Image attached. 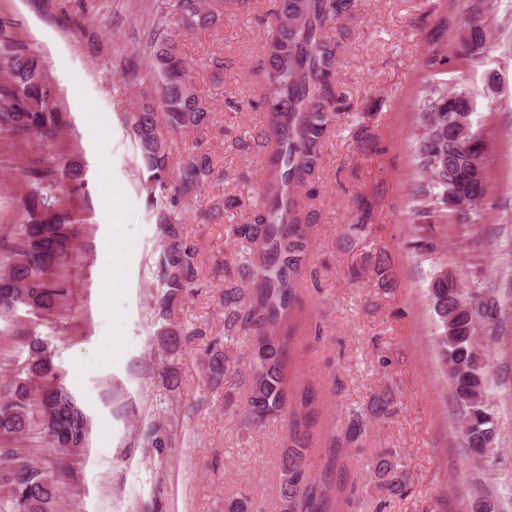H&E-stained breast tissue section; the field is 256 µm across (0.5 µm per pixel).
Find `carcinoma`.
Listing matches in <instances>:
<instances>
[{
  "label": "carcinoma",
  "mask_w": 512,
  "mask_h": 512,
  "mask_svg": "<svg viewBox=\"0 0 512 512\" xmlns=\"http://www.w3.org/2000/svg\"><path fill=\"white\" fill-rule=\"evenodd\" d=\"M237 3L215 0L207 6L205 0H177V7L182 23L194 28L214 23ZM351 8L352 0H277L262 45L268 110L266 177L253 201V223L229 230L231 253L253 288H224V338H252L246 423L262 426L288 417V448L281 463L282 512H335L322 477L306 471L309 436L301 430L299 413L290 410L288 371L290 321L300 309L298 289L309 252L305 226L311 214L306 200L316 198L308 192L303 199L298 189L315 183L328 128L338 115L339 42L332 30ZM470 30L472 36L462 38L458 55L469 63H482L490 52L487 35L476 19L471 20ZM148 49L153 96L128 113L126 125L148 173L142 188L158 209L163 237L157 259L156 336L163 352L176 354L187 335L176 317L177 303L196 280L197 252L184 238L180 220L169 212L165 199L201 188L212 169L209 157L194 151L172 167L173 144L161 129L200 131L208 126L210 113L163 29H158ZM419 109L422 130L415 152L425 180L417 190L414 216L423 217L430 207L441 204L451 208L457 222L478 223L487 204L486 144L473 128L469 91L428 84L421 92ZM63 125L49 96L41 59L18 46L0 44V131L15 137H47ZM82 175L80 163L73 159L60 171L25 170L32 190L18 199L24 222L12 244L0 252V281L10 283L9 293L0 295V318L11 319L24 308L47 320L66 303L69 288L57 271L74 254L78 229L64 208L61 179L75 183ZM430 294L438 315L435 342L447 368L467 448L482 456L486 449L480 444L492 441L494 421L487 408L488 379L475 331L481 321L499 323L501 308L483 304L482 314L470 317L466 308L473 297L446 272L434 278ZM14 335L27 352V364L0 396V512H58L62 487L57 477L19 459L13 444L37 425L47 446L66 455L87 447L90 420L65 386L46 339L22 328ZM207 372L214 385H236V359L229 351L212 349ZM166 439L159 422L145 433L149 447L158 448ZM376 470L385 490L395 494L405 488L406 474L391 461L380 459Z\"/></svg>",
  "instance_id": "1"
}]
</instances>
